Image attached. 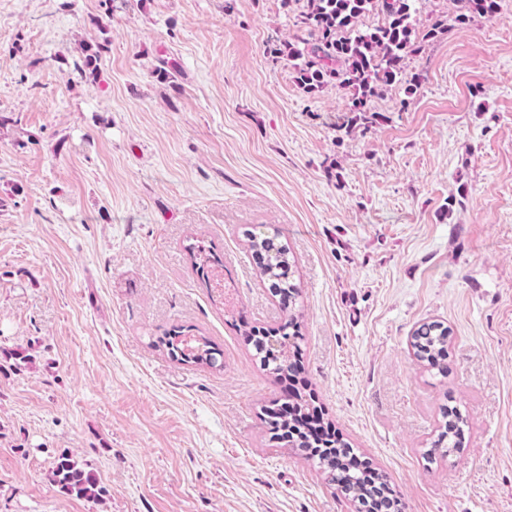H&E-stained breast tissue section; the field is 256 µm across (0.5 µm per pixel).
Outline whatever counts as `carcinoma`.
I'll return each instance as SVG.
<instances>
[{
  "label": "carcinoma",
  "mask_w": 512,
  "mask_h": 512,
  "mask_svg": "<svg viewBox=\"0 0 512 512\" xmlns=\"http://www.w3.org/2000/svg\"><path fill=\"white\" fill-rule=\"evenodd\" d=\"M413 0H306L296 16L302 32L297 42H285L273 49L274 54L295 62L296 81L308 93L334 85L348 97L347 128L357 125L369 128L382 119L369 103L385 86L395 82L406 85V93L414 94L424 81L419 72L408 73L405 60L421 54L427 43L448 32V24L437 19L422 32L416 30L412 17ZM461 4L456 22L469 27L482 20L493 19L502 0H455ZM379 8L382 20L364 31L355 22L367 11ZM83 64L75 67L73 78L95 73L97 62L106 45L87 43L82 48ZM250 249L262 279L272 292L288 298V319L276 327H264L268 339L254 341L256 355L274 379L298 377V350L301 323L295 311L300 297L293 279V261L288 245L277 237L250 238ZM196 270L205 274L221 265V258L202 244L188 247ZM448 327L438 322L424 323L414 330L411 348L415 358L429 368L440 367L448 356ZM169 354L195 365L216 366L220 351L202 336L187 338V333L173 329L161 338ZM293 415L277 417L266 410L267 425L275 439L317 464L325 479L364 512H401V503L387 477L377 472L370 462L361 459L344 435L326 427L328 419L320 418L315 400L304 390L288 395ZM468 419L457 409L442 411L431 452L447 453L461 446ZM51 481L59 491L88 501H97L105 493L96 474L84 468L67 452L60 453L51 468Z\"/></svg>",
  "instance_id": "cac0c4a2"
}]
</instances>
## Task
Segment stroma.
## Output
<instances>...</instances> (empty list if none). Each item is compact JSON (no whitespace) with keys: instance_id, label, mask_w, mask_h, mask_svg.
<instances>
[{"instance_id":"stroma-1","label":"stroma","mask_w":512,"mask_h":512,"mask_svg":"<svg viewBox=\"0 0 512 512\" xmlns=\"http://www.w3.org/2000/svg\"><path fill=\"white\" fill-rule=\"evenodd\" d=\"M300 0H0V512H353L271 439L249 331L288 313L249 235L296 261L302 375L405 512H512V0L407 58L425 82L347 132L274 55ZM107 46L70 80L81 46ZM214 247L202 281L189 254ZM448 325L443 370L409 353ZM213 341L183 364L157 336ZM461 447L428 460L443 408ZM101 502L60 493L61 452Z\"/></svg>"}]
</instances>
